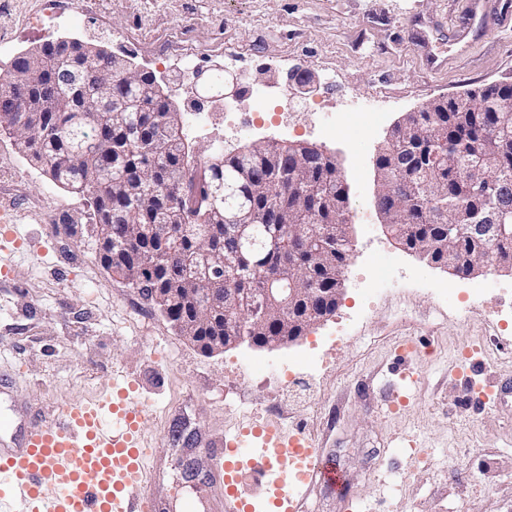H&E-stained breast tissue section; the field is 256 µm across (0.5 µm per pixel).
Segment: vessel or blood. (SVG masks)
Returning a JSON list of instances; mask_svg holds the SVG:
<instances>
[{"label": "vessel or blood", "mask_w": 512, "mask_h": 512, "mask_svg": "<svg viewBox=\"0 0 512 512\" xmlns=\"http://www.w3.org/2000/svg\"><path fill=\"white\" fill-rule=\"evenodd\" d=\"M144 406L121 388L102 402L60 407L52 422L27 427L0 448V512H155L145 491L153 462L142 446ZM212 512H246L244 476H266L279 512H294L303 489L340 483L303 430L254 423L205 444Z\"/></svg>", "instance_id": "b4317fda"}]
</instances>
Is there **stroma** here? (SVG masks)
I'll return each instance as SVG.
<instances>
[{"label":"stroma","instance_id":"35a3bbf8","mask_svg":"<svg viewBox=\"0 0 512 512\" xmlns=\"http://www.w3.org/2000/svg\"><path fill=\"white\" fill-rule=\"evenodd\" d=\"M482 0L490 23L468 24L467 0H79L67 26H49L45 0L0 11L15 55L71 37L124 59L116 32L153 37L178 26L192 42L240 52L252 95L234 113L217 101L188 112L201 158L258 141L306 142L335 155L354 239L336 313L298 341L206 354L180 335L145 292L101 265L93 209L56 185L0 131V213L17 242L0 247V416L51 420L65 403L105 397L129 378L148 406L142 434L154 464L146 492L160 512H209V468L196 482L181 463L255 422L305 429L342 485L308 488L298 512H512V393L482 404L477 389L512 378V272L463 278L405 250L375 204L377 155L409 112L512 82V17ZM309 70L316 89L300 110L262 97ZM382 100L370 136L357 121L327 134L347 99ZM411 340L419 377L392 410L395 345ZM414 440L399 447L401 438Z\"/></svg>","mask_w":512,"mask_h":512}]
</instances>
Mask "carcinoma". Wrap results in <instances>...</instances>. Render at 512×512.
<instances>
[{"instance_id":"obj_1","label":"carcinoma","mask_w":512,"mask_h":512,"mask_svg":"<svg viewBox=\"0 0 512 512\" xmlns=\"http://www.w3.org/2000/svg\"><path fill=\"white\" fill-rule=\"evenodd\" d=\"M104 50L92 48L83 61V82L105 91L123 85L124 61L103 63ZM67 65L49 55L33 60L26 71L9 72L0 97L15 99L19 83L36 81L43 93L58 89L57 78ZM128 100L151 104L161 91L149 79L124 90ZM512 84L481 91L464 112H422L418 121L397 131L394 142L378 158L384 183L405 185L406 216L390 214L388 227L399 243L420 250L434 262L460 268L484 263L493 266L494 250L472 238L468 228L482 221L493 201L492 188L476 180L491 173L512 196ZM38 112H0V128L10 131L19 152L40 167L56 184L94 204L96 223L121 253L100 256L105 269L145 292L176 288L184 295L198 284L187 277L188 260L224 263V312L214 316L217 328L227 326L235 299L229 288H259L270 276L292 274L307 291L296 315L315 318L323 313L329 295L341 287L351 246L344 225L347 198L336 164L315 155L303 143L254 146L224 155V164L193 159L194 146L185 132L183 112L160 108L128 111L115 101L104 111L87 113L86 122L47 128ZM164 124L169 138L158 146L144 141L149 127ZM120 154L109 165L107 154L87 147L92 134ZM245 210L257 239L256 246L236 253L227 246L214 250L199 240L216 226L230 235L224 212ZM152 225L150 237L139 228ZM292 240L295 250L287 264L271 242ZM166 318L180 322L189 336L204 332L189 310L170 303Z\"/></svg>"}]
</instances>
